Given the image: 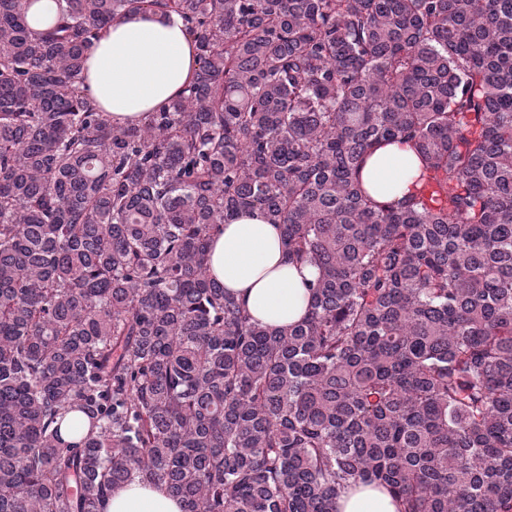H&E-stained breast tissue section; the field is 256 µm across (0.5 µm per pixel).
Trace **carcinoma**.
Returning <instances> with one entry per match:
<instances>
[{"label": "carcinoma", "instance_id": "carcinoma-1", "mask_svg": "<svg viewBox=\"0 0 512 512\" xmlns=\"http://www.w3.org/2000/svg\"><path fill=\"white\" fill-rule=\"evenodd\" d=\"M0 0V512H512V0ZM199 67L142 124L83 89L112 18ZM423 172L364 190L382 141ZM259 210L319 275L270 330L213 280ZM62 0H33L27 13L28 25L35 31L50 28L61 13ZM422 161L410 141L398 139L378 145L361 170L364 188L380 202L408 196L419 178ZM103 512H182V508L164 489L134 481L113 489ZM336 512H398V502L385 489L372 484L348 487L336 499Z\"/></svg>", "mask_w": 512, "mask_h": 512}]
</instances>
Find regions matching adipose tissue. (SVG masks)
I'll return each instance as SVG.
<instances>
[{
    "mask_svg": "<svg viewBox=\"0 0 512 512\" xmlns=\"http://www.w3.org/2000/svg\"><path fill=\"white\" fill-rule=\"evenodd\" d=\"M198 67L193 42L181 20L147 12L116 17L85 54L84 84L89 100L113 124H139L183 93ZM422 161L410 141L378 145L361 170L364 188L392 203L408 196ZM209 274L245 304L254 320L269 328L301 321L318 271L290 261L279 225L260 212L219 225L211 237ZM337 512H398L386 490L361 484L343 490ZM103 512H182L164 489L134 481L113 489Z\"/></svg>",
    "mask_w": 512,
    "mask_h": 512,
    "instance_id": "1",
    "label": "adipose tissue"
}]
</instances>
